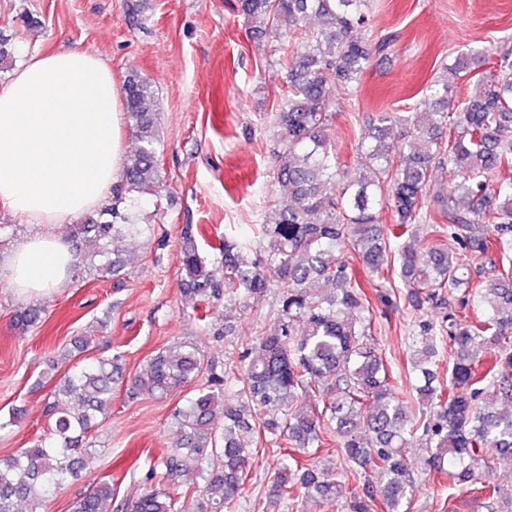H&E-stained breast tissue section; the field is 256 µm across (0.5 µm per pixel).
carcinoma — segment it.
<instances>
[{
  "label": "carcinoma",
  "instance_id": "1",
  "mask_svg": "<svg viewBox=\"0 0 512 512\" xmlns=\"http://www.w3.org/2000/svg\"><path fill=\"white\" fill-rule=\"evenodd\" d=\"M370 0H238L241 14L271 30L286 56L288 83L277 100L270 144L279 193L250 239L224 228L218 265L199 252L194 225L181 230L183 292L207 304L246 309L277 294L275 327L257 344L200 379L198 345L177 341L150 356L129 381L132 395L164 397L190 384L172 414L176 439L150 465L149 487L114 502L100 481L69 512H189L200 495L210 512H240L252 467L275 459L266 483L271 504L303 512L300 502L341 503L343 512H406L422 471L448 484L479 485L491 496L498 469H512V47L497 52L495 76L448 111V84L419 112H375L358 149L368 169L337 182L327 131L336 105L327 87L358 90L390 34L354 35ZM316 29L303 33V24ZM482 63L456 57V74ZM124 115L136 146L126 153L112 196L72 227L76 246L94 245L91 267L117 272L126 238L141 233L133 208L160 188L155 92L150 78L124 77ZM454 182L426 205L435 168ZM390 211L387 224L381 214ZM426 224V236L415 225ZM360 265L379 280L394 272L407 288L412 321L408 373L412 394L398 395L375 343L374 309L353 275ZM480 309L471 317L469 306ZM441 311L435 323L424 311ZM75 341L46 405L38 442L0 457V512L39 506L80 476L86 435L105 423L122 355H88ZM448 357V381L437 375ZM223 426H214L217 417ZM421 441L419 463L404 448ZM344 468L321 467L316 449L330 441Z\"/></svg>",
  "mask_w": 512,
  "mask_h": 512
}]
</instances>
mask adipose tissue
I'll use <instances>...</instances> for the list:
<instances>
[{"mask_svg":"<svg viewBox=\"0 0 512 512\" xmlns=\"http://www.w3.org/2000/svg\"><path fill=\"white\" fill-rule=\"evenodd\" d=\"M122 88L101 58L72 48L26 55L0 88V208L33 224H65L109 195L122 167ZM12 288L43 296L76 256L39 233L4 260Z\"/></svg>","mask_w":512,"mask_h":512,"instance_id":"ef3b65f1","label":"adipose tissue"}]
</instances>
